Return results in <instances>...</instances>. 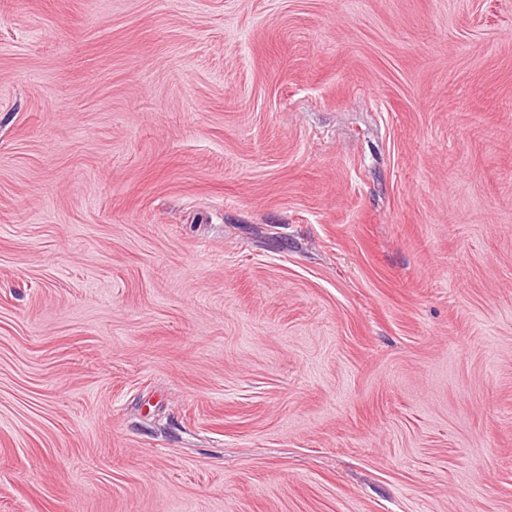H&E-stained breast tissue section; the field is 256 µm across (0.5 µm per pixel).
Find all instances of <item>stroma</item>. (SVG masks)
I'll use <instances>...</instances> for the list:
<instances>
[{"instance_id": "35a3bbf8", "label": "stroma", "mask_w": 512, "mask_h": 512, "mask_svg": "<svg viewBox=\"0 0 512 512\" xmlns=\"http://www.w3.org/2000/svg\"><path fill=\"white\" fill-rule=\"evenodd\" d=\"M0 512H512V0H0Z\"/></svg>"}]
</instances>
